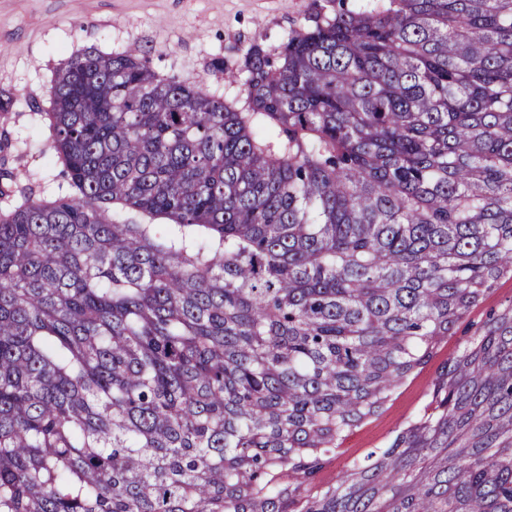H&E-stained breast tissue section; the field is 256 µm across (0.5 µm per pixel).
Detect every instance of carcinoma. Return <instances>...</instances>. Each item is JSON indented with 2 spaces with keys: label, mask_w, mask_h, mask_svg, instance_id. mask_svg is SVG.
Masks as SVG:
<instances>
[{
  "label": "carcinoma",
  "mask_w": 512,
  "mask_h": 512,
  "mask_svg": "<svg viewBox=\"0 0 512 512\" xmlns=\"http://www.w3.org/2000/svg\"><path fill=\"white\" fill-rule=\"evenodd\" d=\"M325 2L242 108L136 48L56 73L74 194L0 212V512H512V302L315 484L512 273V0ZM483 301L459 323L455 336L442 343L433 359L415 371L397 387L384 408L355 428L344 440L336 458L327 462L317 475L320 486L335 484L346 466L384 447L388 441L416 416L429 400V391L439 365L457 351L460 339L470 336L483 323L491 309H498L512 300V277L500 278Z\"/></svg>",
  "instance_id": "obj_1"
}]
</instances>
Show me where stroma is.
<instances>
[{"instance_id": "1", "label": "stroma", "mask_w": 512, "mask_h": 512, "mask_svg": "<svg viewBox=\"0 0 512 512\" xmlns=\"http://www.w3.org/2000/svg\"><path fill=\"white\" fill-rule=\"evenodd\" d=\"M324 0H0V97L11 100L0 112V173L19 179L0 210L25 197L55 199L69 193L68 180L51 161L49 129L51 86L56 72L77 51L103 52L132 46L148 51L155 71L180 80H204L225 99L242 101L239 82L228 71L253 42L277 46L293 29L312 24ZM223 60L224 71L212 67ZM512 301V277L500 278L483 301L459 323L455 336L433 359L397 387L384 408L355 428L316 482L336 483L346 466L388 441L429 400L439 365L453 356L461 337L472 335L490 310Z\"/></svg>"}]
</instances>
